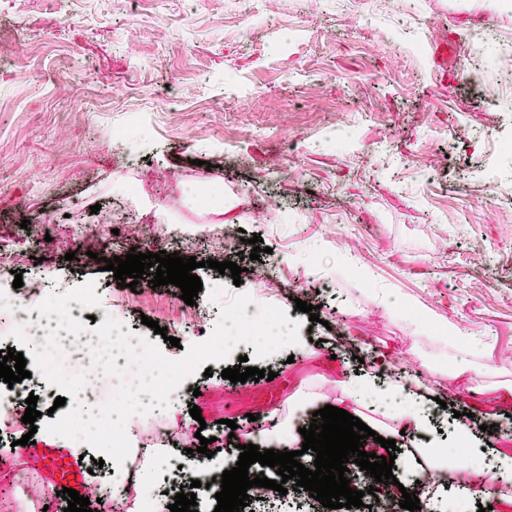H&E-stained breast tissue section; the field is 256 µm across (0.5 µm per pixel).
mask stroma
Returning <instances> with one entry per match:
<instances>
[{
	"instance_id": "obj_1",
	"label": "stroma",
	"mask_w": 512,
	"mask_h": 512,
	"mask_svg": "<svg viewBox=\"0 0 512 512\" xmlns=\"http://www.w3.org/2000/svg\"><path fill=\"white\" fill-rule=\"evenodd\" d=\"M410 24L422 50L405 35ZM500 40L512 42L505 0H0V257L21 272L24 289L66 277L127 296L132 317L168 330L143 324L144 338L182 358L216 323L183 331L179 287L143 280L124 289L97 261L72 270L61 251L34 260L21 227L55 216L97 253L96 225L133 219L139 235L114 241L112 255L157 251L172 227L186 228L195 242L179 255L201 262L198 303L210 304L219 277L228 295L283 300L301 322L299 343L273 359H253L243 344L210 376L186 379L177 403L129 430L131 458L159 431L172 456L211 437L216 454L184 464L210 474L223 469L228 444L270 448L250 421L256 413L277 416L289 448L301 449V420L337 405L336 383L349 377L369 378L357 408L399 444L392 473L405 488L424 471L394 427L402 412L430 414L429 447L467 448L476 468L494 466L486 441L512 451V96L486 92L497 81L487 62ZM474 51L484 64L465 69ZM239 102L249 111H237ZM132 112L153 134L130 151L115 135ZM278 158L284 169L275 172ZM165 170L178 180L162 179ZM194 180L220 202L202 204L189 189ZM227 224L243 229L241 251L253 237L268 248L245 260L238 286L204 265L223 251L197 246ZM270 260L277 275L266 279L260 270ZM313 298L316 323L295 309ZM447 326L454 338L444 337ZM383 353L390 371L441 391V402L419 394L379 407L389 371L374 365ZM242 356L274 379L222 378ZM461 360L468 370L458 376ZM27 388L41 417L25 452L13 446L22 430L0 435V512H62L59 490L104 488L116 464L95 467L87 448L72 476L54 473V460L75 448L44 429L62 391L40 374ZM193 404L201 420L190 416ZM458 411L474 415L469 437L458 432ZM440 484L434 512H448L462 491L470 494L464 512H478L489 491L512 512V482L475 485L451 461Z\"/></svg>"
}]
</instances>
